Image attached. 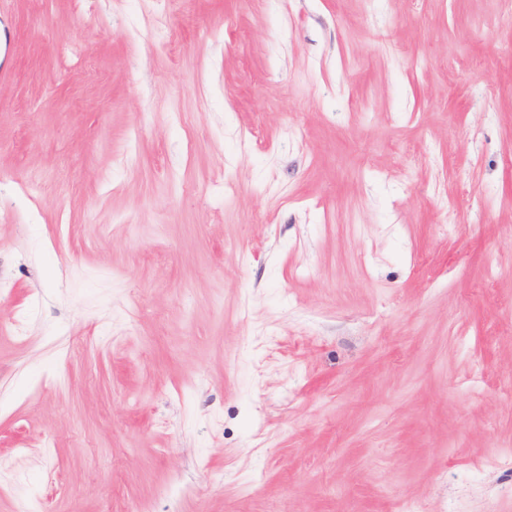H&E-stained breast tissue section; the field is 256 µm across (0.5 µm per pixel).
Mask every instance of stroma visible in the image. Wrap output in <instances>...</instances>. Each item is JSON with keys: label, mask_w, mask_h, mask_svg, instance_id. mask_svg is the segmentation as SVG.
Segmentation results:
<instances>
[{"label": "stroma", "mask_w": 512, "mask_h": 512, "mask_svg": "<svg viewBox=\"0 0 512 512\" xmlns=\"http://www.w3.org/2000/svg\"><path fill=\"white\" fill-rule=\"evenodd\" d=\"M500 14L0 0V512H512Z\"/></svg>", "instance_id": "obj_1"}]
</instances>
